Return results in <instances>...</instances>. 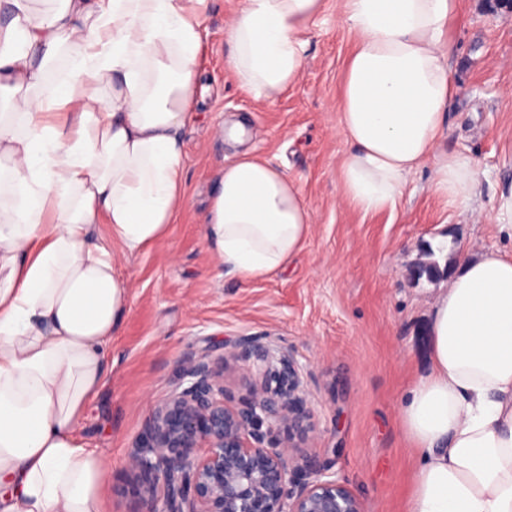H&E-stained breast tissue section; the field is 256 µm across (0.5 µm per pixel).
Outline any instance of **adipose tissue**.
Masks as SVG:
<instances>
[{
    "instance_id": "1",
    "label": "adipose tissue",
    "mask_w": 512,
    "mask_h": 512,
    "mask_svg": "<svg viewBox=\"0 0 512 512\" xmlns=\"http://www.w3.org/2000/svg\"><path fill=\"white\" fill-rule=\"evenodd\" d=\"M0 0V512H103L78 440L128 288L116 258L163 239L185 199L208 0ZM229 68L272 103L299 78L322 0H241ZM355 44L338 110L345 199L395 209L407 177L468 209L471 157L441 151L460 0H343ZM109 87L107 99L97 90ZM312 222L296 180L250 153L207 218L224 266L282 270ZM431 369L401 411L419 453L410 512H512V254H461L436 301Z\"/></svg>"
}]
</instances>
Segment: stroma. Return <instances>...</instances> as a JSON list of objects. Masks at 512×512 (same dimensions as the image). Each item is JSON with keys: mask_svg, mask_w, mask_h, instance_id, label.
<instances>
[{"mask_svg": "<svg viewBox=\"0 0 512 512\" xmlns=\"http://www.w3.org/2000/svg\"><path fill=\"white\" fill-rule=\"evenodd\" d=\"M238 7L212 0L195 111L179 132L186 199L164 240L117 260L129 306L79 436L106 463L105 512H137L126 492L128 452L154 406L183 384L185 359L206 349L223 357L224 387L239 405L255 380L229 353L240 337L262 336L303 368L316 426L309 454L368 512H407L417 456L400 413L431 368L434 300L457 252L512 253V230L494 219L496 198L512 187V0H461L452 32L457 92L440 148L477 164L482 192L466 212L434 195L428 162L408 176L394 210L367 214L344 203L338 171L351 145L337 107L352 37L343 0H324L305 32L306 66L272 104L225 65L224 29ZM238 123L248 129L239 144L227 136ZM244 149L295 179L312 214L302 249L256 280L226 272L206 238L220 173ZM432 264L436 273L426 274Z\"/></svg>", "mask_w": 512, "mask_h": 512, "instance_id": "stroma-1", "label": "stroma"}]
</instances>
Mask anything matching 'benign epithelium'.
Here are the masks:
<instances>
[{
  "instance_id": "1",
  "label": "benign epithelium",
  "mask_w": 512,
  "mask_h": 512,
  "mask_svg": "<svg viewBox=\"0 0 512 512\" xmlns=\"http://www.w3.org/2000/svg\"><path fill=\"white\" fill-rule=\"evenodd\" d=\"M231 357L261 379L248 404L231 405L203 353L188 361L187 386L153 410L148 434L129 454L142 512H366L302 451L315 427L294 354L245 336ZM274 432L284 440L265 442Z\"/></svg>"
}]
</instances>
